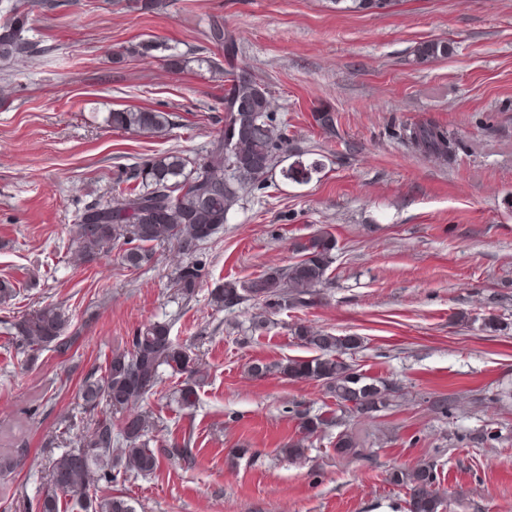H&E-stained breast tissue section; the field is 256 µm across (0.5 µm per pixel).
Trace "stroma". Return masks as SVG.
Segmentation results:
<instances>
[{
    "instance_id": "35a3bbf8",
    "label": "stroma",
    "mask_w": 512,
    "mask_h": 512,
    "mask_svg": "<svg viewBox=\"0 0 512 512\" xmlns=\"http://www.w3.org/2000/svg\"><path fill=\"white\" fill-rule=\"evenodd\" d=\"M38 54L0 62V452L20 440L18 465L0 471V512H32L48 466L81 412L84 378L165 321L205 374L196 405L181 408V375L163 369L145 403L157 421L150 475L117 474L101 497L136 512H406L393 469L433 464L449 512H512V0H395L339 12L330 0H25ZM223 17L239 58L269 87L288 136L324 167L305 185L244 193L204 245L192 299L173 283L180 257L156 248L130 269L119 256L75 264L71 229L88 204L113 200L130 168L163 153L200 161L224 126L221 47L203 32ZM151 41L155 50L142 52ZM445 55L418 56L426 42ZM169 113L165 134L112 129V110ZM336 114L326 135L316 112ZM428 120L460 144L446 164L415 152L406 126ZM327 228L337 240L314 305L220 310L210 292L288 267L295 242ZM53 303L74 343L34 353L12 325ZM496 316L502 331H486ZM363 343L346 360L396 384L376 414L339 408L315 380L273 372L314 350L296 326ZM270 365L254 376V364ZM447 396L448 411L431 407ZM323 419L304 457L283 452L299 414ZM362 452L338 457L340 432ZM190 438L187 455L172 443Z\"/></svg>"
}]
</instances>
